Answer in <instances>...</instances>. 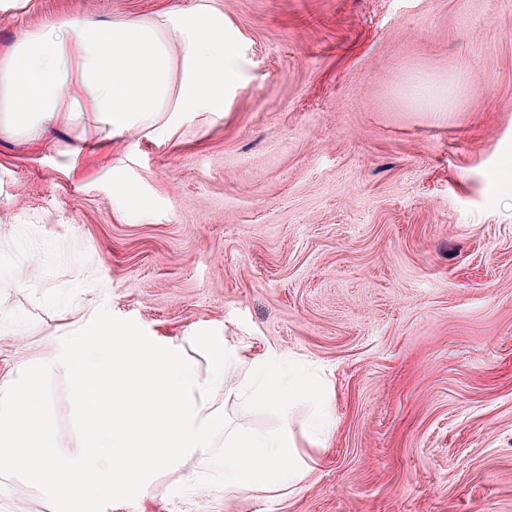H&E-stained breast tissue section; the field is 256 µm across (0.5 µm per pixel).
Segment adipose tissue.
Segmentation results:
<instances>
[{"instance_id": "1", "label": "adipose tissue", "mask_w": 512, "mask_h": 512, "mask_svg": "<svg viewBox=\"0 0 512 512\" xmlns=\"http://www.w3.org/2000/svg\"><path fill=\"white\" fill-rule=\"evenodd\" d=\"M241 41L223 11L178 4L22 31L0 54V139L37 144L78 117L89 146L131 132L166 143L189 116H223L248 75Z\"/></svg>"}]
</instances>
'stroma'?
Wrapping results in <instances>:
<instances>
[{"mask_svg": "<svg viewBox=\"0 0 512 512\" xmlns=\"http://www.w3.org/2000/svg\"><path fill=\"white\" fill-rule=\"evenodd\" d=\"M173 2L0 0V53ZM198 2L244 36L223 118L0 142V380L102 307L202 371L212 329L318 372V468L228 497L186 460L105 512H512V0ZM4 485L0 512H54Z\"/></svg>", "mask_w": 512, "mask_h": 512, "instance_id": "1", "label": "stroma"}]
</instances>
